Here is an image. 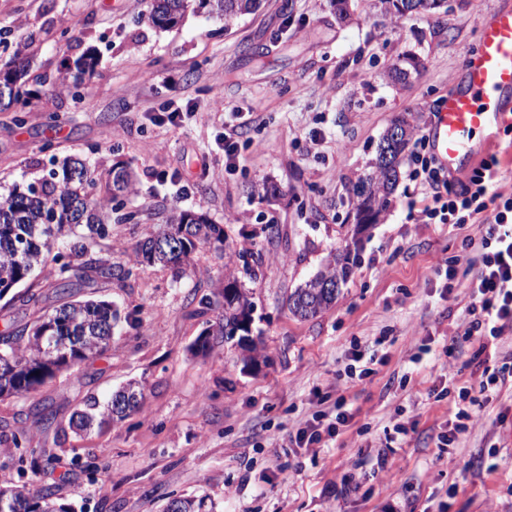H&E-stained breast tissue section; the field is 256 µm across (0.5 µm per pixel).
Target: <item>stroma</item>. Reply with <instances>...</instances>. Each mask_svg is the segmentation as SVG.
Returning <instances> with one entry per match:
<instances>
[{
	"mask_svg": "<svg viewBox=\"0 0 512 512\" xmlns=\"http://www.w3.org/2000/svg\"><path fill=\"white\" fill-rule=\"evenodd\" d=\"M147 3L0 0V69L26 66L35 92L25 124L0 108V196L42 177L51 158L79 156L135 179L124 199L133 219L92 252H132L177 207L223 225L230 255L200 249L187 276L143 264L124 282L76 292L111 301L130 322L103 356L0 399V482L55 486L73 512H162L189 495L212 512H512V388L479 398L473 427L453 448L437 446L455 408L434 389L512 367V332L483 352L460 336L483 227L418 223L410 158L379 222L359 236V261L334 305L307 320L288 310L290 292L354 236L352 187L371 172L384 131L406 116L428 132L462 87L483 26L512 0H447L436 15L399 18L353 0L345 21L330 0H263L229 27L201 9L172 28L152 24ZM23 35L33 42L21 51ZM87 52L96 64L83 73L76 61ZM413 63L408 80L391 78ZM61 74L71 92L56 87ZM173 101L189 112L177 124L166 118ZM231 105L253 121L228 171ZM266 182L277 196L261 194ZM443 257L458 272L450 291L436 270ZM227 276L254 304L251 366L234 340L196 350L222 311L214 299ZM358 353L376 360L362 380L348 376ZM130 382L143 392L136 411L87 436L73 431L88 397ZM341 396L353 419L339 445L290 447L313 414H335ZM38 404L55 412L51 426L33 416ZM388 445L396 463L378 469ZM346 475L358 490L331 493Z\"/></svg>",
	"mask_w": 512,
	"mask_h": 512,
	"instance_id": "obj_1",
	"label": "stroma"
}]
</instances>
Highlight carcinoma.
I'll list each match as a JSON object with an SVG mask.
<instances>
[{
	"label": "carcinoma",
	"instance_id": "carcinoma-1",
	"mask_svg": "<svg viewBox=\"0 0 512 512\" xmlns=\"http://www.w3.org/2000/svg\"><path fill=\"white\" fill-rule=\"evenodd\" d=\"M444 0H374V8L401 17L406 11L430 12ZM199 6L229 26L239 18L256 13L261 0H149V19L162 28H171L192 7ZM26 73L9 71L0 78V101L25 107ZM402 137L390 147L385 158L382 136L377 146L374 170L359 180L353 192L355 231L377 222L386 208L388 197L398 180L400 156L408 148L414 126L402 117L394 122ZM54 168L22 191L13 190L0 203V298L19 287L48 261L56 264V293L65 299L51 311L38 310V316L22 329L0 333V398L36 390L56 373L84 361L104 355L120 322L112 303L69 299L74 288L89 287L99 280L124 282L131 265L160 264L172 266L183 275L190 267L191 255L199 248L219 252L229 247L224 229L203 215L173 210L164 227L151 230L144 241L123 259L98 256L89 252L84 240L104 238L112 226V214L118 199L133 191L132 173L114 172L108 195L97 194L94 166L78 157L60 161L51 158ZM358 253L346 247L334 254L332 262L320 275L337 284L330 290L316 287L313 277L288 296V309L300 319L314 317L328 309L340 292ZM224 313L205 331L198 349L207 352L232 338L253 312V302L234 278L222 287ZM143 397L133 384L116 392L105 403L90 397L85 408L71 421L77 432L122 420L135 411ZM0 512H71L61 503L51 486L33 489L25 484H0Z\"/></svg>",
	"mask_w": 512,
	"mask_h": 512
}]
</instances>
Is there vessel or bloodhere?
Returning a JSON list of instances; mask_svg holds the SVG:
<instances>
[{
  "instance_id": "1",
  "label": "vessel or blood",
  "mask_w": 512,
  "mask_h": 512,
  "mask_svg": "<svg viewBox=\"0 0 512 512\" xmlns=\"http://www.w3.org/2000/svg\"><path fill=\"white\" fill-rule=\"evenodd\" d=\"M465 85L437 109L430 140L440 165L464 172V161L482 152L477 133L493 132L508 118L501 98L512 91V11L497 12L486 24L476 57L467 58Z\"/></svg>"
}]
</instances>
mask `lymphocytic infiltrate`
<instances>
[{
    "instance_id": "lymphocytic-infiltrate-1",
    "label": "lymphocytic infiltrate",
    "mask_w": 512,
    "mask_h": 512,
    "mask_svg": "<svg viewBox=\"0 0 512 512\" xmlns=\"http://www.w3.org/2000/svg\"><path fill=\"white\" fill-rule=\"evenodd\" d=\"M412 161V180L418 182L424 204L418 212L422 224L482 223L484 234L480 268L471 279L472 303L463 324L465 337L495 338L512 329V195L496 192L499 160L481 162L462 186H454L429 149L427 137H418ZM351 414L345 399L336 402L334 418L316 416L298 431L299 448H322L337 439L348 426Z\"/></svg>"
}]
</instances>
